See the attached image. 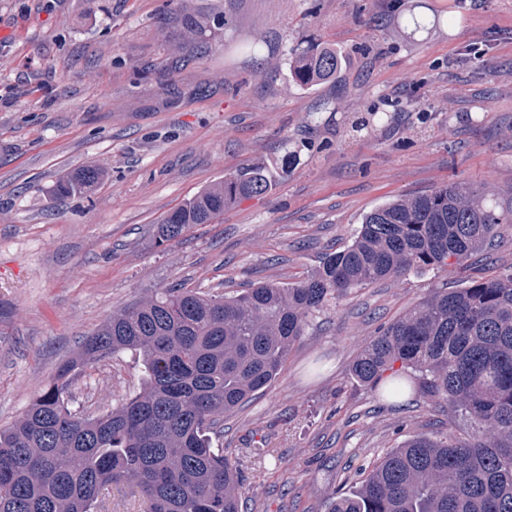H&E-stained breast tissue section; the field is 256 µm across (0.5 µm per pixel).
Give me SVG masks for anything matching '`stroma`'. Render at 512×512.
<instances>
[{
  "mask_svg": "<svg viewBox=\"0 0 512 512\" xmlns=\"http://www.w3.org/2000/svg\"><path fill=\"white\" fill-rule=\"evenodd\" d=\"M166 10L0 0L1 429L104 321L160 289L297 281L374 208L451 179L512 210V0H235L223 45L175 71ZM304 40L336 48V80L295 85L288 55ZM254 163L272 191L156 245L169 211ZM88 164L97 185L53 195ZM448 281L408 272L333 300L277 380L225 413L243 512H327L360 469L460 428L420 376L399 399L351 376L380 328ZM142 377L130 351L90 364L74 405L112 408Z\"/></svg>",
  "mask_w": 512,
  "mask_h": 512,
  "instance_id": "35a3bbf8",
  "label": "stroma"
}]
</instances>
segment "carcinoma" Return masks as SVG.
<instances>
[{"instance_id": "carcinoma-1", "label": "carcinoma", "mask_w": 512, "mask_h": 512, "mask_svg": "<svg viewBox=\"0 0 512 512\" xmlns=\"http://www.w3.org/2000/svg\"><path fill=\"white\" fill-rule=\"evenodd\" d=\"M230 4L168 9L167 24L180 33L168 47L171 64L224 42ZM289 61L301 88L336 78L339 68L336 50L310 41L292 47ZM103 176L86 165L52 192L81 193ZM271 189V174L259 165L227 175L166 214L156 244ZM501 224H512V212L450 181L372 210L350 244L296 282L252 285L232 297L181 285L112 316L0 431V512H96L102 489L114 484L138 493L148 512H241L237 466L216 445L217 416L275 381L331 300L410 271L466 272ZM124 351L142 357L139 392L96 415L74 409L77 373ZM397 362L421 373L431 395L470 428L411 438L328 512H512V268L435 291L374 337L352 376L378 385Z\"/></svg>"}]
</instances>
